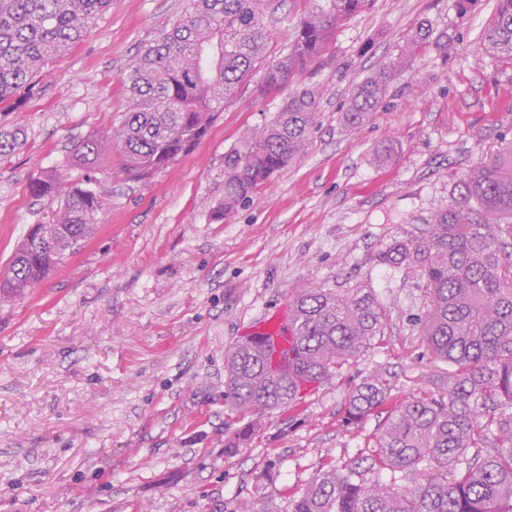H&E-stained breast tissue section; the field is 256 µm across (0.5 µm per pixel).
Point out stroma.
Segmentation results:
<instances>
[{
	"label": "stroma",
	"mask_w": 512,
	"mask_h": 512,
	"mask_svg": "<svg viewBox=\"0 0 512 512\" xmlns=\"http://www.w3.org/2000/svg\"><path fill=\"white\" fill-rule=\"evenodd\" d=\"M188 0H112L37 93L0 112V130L28 132L0 161V269L31 225L58 202L29 185L69 147L118 125L120 78L138 50ZM495 0H374L338 28L322 56L280 90L242 86L189 154L145 181L127 179L117 151L95 177L104 210L93 234L23 298L0 297V512H289L329 462L373 443L378 417L343 421L349 390L378 366L393 400L422 397L441 364L422 344L423 281L376 255L419 234L452 183L512 148V59L483 52ZM306 0H282L269 57L293 39ZM447 33L450 52L425 44L381 107L347 130L352 88L396 54L420 24ZM318 89L305 153L224 219V157L241 148L296 89ZM392 148L381 163L377 153ZM303 288L372 293L387 311L381 344L298 406L257 412L261 431L237 454L224 404V352L262 315ZM273 471V482L263 475Z\"/></svg>",
	"instance_id": "1"
}]
</instances>
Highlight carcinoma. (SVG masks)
<instances>
[{
	"instance_id": "cac0c4a2",
	"label": "carcinoma",
	"mask_w": 512,
	"mask_h": 512,
	"mask_svg": "<svg viewBox=\"0 0 512 512\" xmlns=\"http://www.w3.org/2000/svg\"><path fill=\"white\" fill-rule=\"evenodd\" d=\"M112 0H0V112L34 94L50 61L63 57ZM274 0H190L185 16L138 54L121 78L130 106L116 143L121 168L144 180L190 153L208 135L214 113L263 65L261 87L273 91L320 56L332 35L374 0H308L286 53L263 58ZM433 30L421 25L398 54L353 89L341 113L355 130L385 100ZM480 45L512 58V0H496ZM224 89L214 100L212 88ZM318 92L295 90L243 149L224 156V204L216 217L249 198L275 172L300 157L317 117ZM26 143L19 126L0 131V160ZM106 150L96 136L74 144L67 169L94 170ZM66 186L58 168L29 185L36 198L65 194L53 224H36L0 271V293L23 296L44 278L58 255L88 238L103 210L101 194ZM389 265L420 271L427 307L419 322L423 344L448 371L425 398L390 405L392 377L376 371L349 392L345 423L360 426L377 410L386 418L370 454L319 470L290 498V512H512V154L479 163L453 182L448 203L420 235L392 240L376 255ZM294 347L274 358L238 340L224 353V403L245 416L297 406L384 335L386 310L359 288L341 294L310 288L288 304ZM247 421L224 435L232 454L256 434ZM490 448L492 452L483 453ZM371 469L403 470L404 490L369 485Z\"/></svg>"
}]
</instances>
